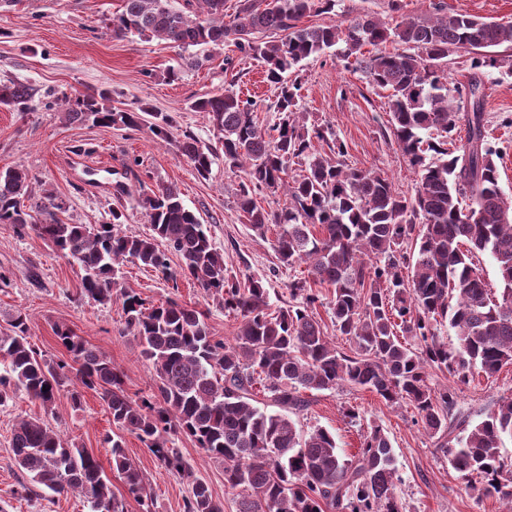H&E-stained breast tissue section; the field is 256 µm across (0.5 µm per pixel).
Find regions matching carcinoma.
Wrapping results in <instances>:
<instances>
[{
    "label": "carcinoma",
    "mask_w": 512,
    "mask_h": 512,
    "mask_svg": "<svg viewBox=\"0 0 512 512\" xmlns=\"http://www.w3.org/2000/svg\"><path fill=\"white\" fill-rule=\"evenodd\" d=\"M112 17L115 34L134 33L187 50L186 65L201 68L231 40L246 57L259 59L266 79L277 87L278 122L258 125L257 102L230 82L221 94L196 99L219 133L218 144L180 134L181 156L198 176L207 177L217 156L239 174L238 209L251 229L279 232L273 250L279 263L308 265L312 281L288 283V306L269 311L262 279L232 275L224 266L200 218L173 185L149 187L138 180L137 205L150 233L124 228L126 216L89 227L55 214L43 222L27 211L29 175L20 165L0 170V224L31 231L51 242L83 272L81 297L112 301L120 292L125 329L138 340L141 355L156 371L151 393L134 399L122 388L112 361L65 326H55L72 363H47L28 341V326L17 315L0 332V406L18 394L53 410L56 395L80 385L101 392L112 422L145 445L170 471L191 476L168 435H184L204 453L224 462V484L242 488L236 512H402L396 498V458L378 425L361 434L356 454L347 457L335 437L317 427L307 433L294 417L308 410L306 391L340 386L366 388L386 404L411 405L435 446L448 449L450 462L478 499H495L512 510V463L500 448L512 438V397H503L476 424L459 410L454 386H430L428 369H446L460 383L474 373L493 379L512 364V201L499 188L501 152L486 134L483 69L506 61L512 49V22L486 21L432 3L426 18L393 23L365 15L335 25L304 26L312 14H328L336 0H240L224 14V0H122ZM391 44L368 55L363 47ZM336 47L355 57L375 86L389 91L391 133L416 173L414 193L397 192L374 170L349 168L346 148L334 139L330 154L314 152L313 140L326 131L300 120L302 83L285 73ZM468 57L473 76L448 86L455 57ZM30 89L0 85V105L28 109ZM70 121L116 129L150 122L163 142L173 138L168 115L147 107L118 108L107 90L64 97ZM465 130L456 143L454 135ZM304 162V173L289 176V164ZM282 192L286 206L267 210L257 195ZM488 254L501 286L493 300L473 257ZM183 262L180 275L222 300L241 317L228 344L211 335L203 312L169 299L146 306L136 292L119 287L126 262L176 278L169 255ZM331 288L328 304L336 331L350 353L336 348L311 308L319 300L311 284ZM448 324L457 344L438 334ZM418 341L412 348L397 332ZM112 466L138 499H150L142 472L127 458L121 436H106ZM11 449L16 467L35 486L54 493L78 491L92 512H125L122 500L97 458L64 439L41 417L21 419ZM185 512H224L200 480L192 483Z\"/></svg>",
    "instance_id": "obj_1"
}]
</instances>
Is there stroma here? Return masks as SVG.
I'll list each match as a JSON object with an SVG mask.
<instances>
[{
	"label": "stroma",
	"mask_w": 512,
	"mask_h": 512,
	"mask_svg": "<svg viewBox=\"0 0 512 512\" xmlns=\"http://www.w3.org/2000/svg\"><path fill=\"white\" fill-rule=\"evenodd\" d=\"M389 0H337L334 12L306 17L309 25L335 24L364 14L391 21ZM122 0H13L0 7V83L12 81L32 87L26 113L0 108V168L19 165L29 174L32 205L54 200L58 218L91 227L109 222L113 209L126 215V229L147 232L149 224L133 197L117 196L116 182L135 185L137 177L151 184L178 188L184 204L205 224L216 248L224 254L226 268L237 275L264 278L271 308L288 298L287 286L306 276V266H280L271 248L273 233L260 236L245 223L235 205L239 178L213 164L208 177H199L175 143L158 140L149 126L114 129L89 122H68L61 96L106 88L122 103L144 105L167 114L175 133L190 131L205 143L219 134L203 113L191 104L200 96L219 94L236 81L243 95L258 102L256 117L262 127H272L278 114L272 104L275 90L264 79L258 60L240 56L233 45L214 53L198 69L183 68V49L159 40L129 34H112V17ZM234 58V69L224 67ZM180 70L170 80V70ZM300 108L306 124L329 129L346 146L344 161L350 167L382 172L395 189L412 194L416 175L390 130L386 93L373 86L354 60L327 54L307 61L301 73ZM488 139L502 152L499 184L512 198V65L487 69L483 76ZM0 275L8 284L0 288V330L15 313L26 317L28 340L51 363L69 355L55 335L56 325H67L77 336L97 347L123 374L128 395L150 391L155 378L151 362L140 355L138 341L125 333L121 300L99 304L80 296L82 272L78 265L35 234H18L0 224ZM119 285L134 290L148 304L173 298L195 307L215 338L233 341L239 320L225 312L214 297L187 280L178 284L163 279L153 269L126 264ZM512 395V365L504 366L495 379L475 377L459 388V407L472 420H480L500 397ZM307 412L299 415L303 430L322 427L336 437L345 455L356 453L367 426L377 425L389 436L400 481L397 500L405 512H504L494 499L479 500L453 468L447 450L434 447L421 426L414 422L411 406L392 407L366 389L347 387L314 393ZM355 408L357 420H349L344 408ZM39 402L19 396L0 407V512H91L84 496L22 491L20 472L11 451L12 431L20 418L42 415ZM55 430L85 448L107 473L113 493L122 498L126 512H185L191 481L204 480L213 496L223 501L224 512H235V492L224 485V465L210 459L188 437L175 442L191 475L183 478L168 470L133 434L123 433L124 450L148 478L152 504L143 508L129 494L112 468L110 450L103 439L117 432L101 393L87 390L81 405L69 394H60L51 421Z\"/></svg>",
	"instance_id": "1"
}]
</instances>
